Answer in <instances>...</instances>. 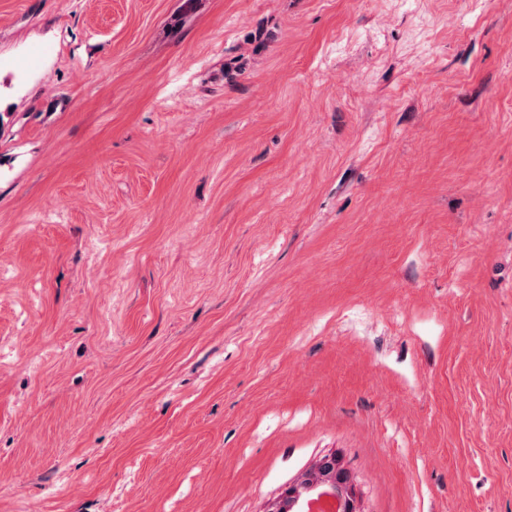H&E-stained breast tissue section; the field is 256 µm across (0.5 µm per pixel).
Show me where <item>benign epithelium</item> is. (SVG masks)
Here are the masks:
<instances>
[{
  "label": "benign epithelium",
  "instance_id": "7a95c632",
  "mask_svg": "<svg viewBox=\"0 0 512 512\" xmlns=\"http://www.w3.org/2000/svg\"><path fill=\"white\" fill-rule=\"evenodd\" d=\"M318 495L339 499L345 512H362L355 474L336 453L319 458L301 471L265 512H282L287 506L295 512H308Z\"/></svg>",
  "mask_w": 512,
  "mask_h": 512
}]
</instances>
